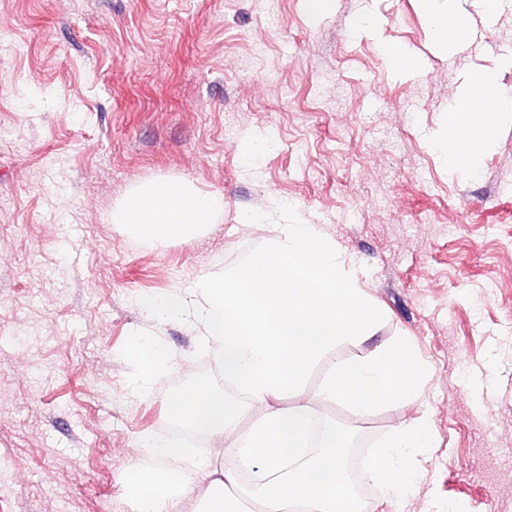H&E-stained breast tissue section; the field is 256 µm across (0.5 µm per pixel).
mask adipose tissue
Here are the masks:
<instances>
[{
    "mask_svg": "<svg viewBox=\"0 0 512 512\" xmlns=\"http://www.w3.org/2000/svg\"><path fill=\"white\" fill-rule=\"evenodd\" d=\"M496 113L464 95L448 107V124L438 150L455 165L465 164L493 136L497 112H511L512 100L497 97ZM224 208L218 194H203L184 180L150 182L125 197L120 223L138 237L162 245L196 238ZM273 226V225H272ZM267 247L223 278H200L185 293L150 303L163 322L194 326L224 366L225 384L248 404L265 406L262 420L238 435L244 407L207 382H197L169 402L172 416L199 429L231 450L217 467L206 466L203 479L173 474L164 463L184 457L186 448L158 438L144 440L158 467L138 475L145 512H181L186 500L203 495L205 512H238V462L255 471L249 495L260 512H284L292 501L313 505L315 512H368L353 494L344 466V442L328 429L316 452L308 445L307 415L312 399L348 405L358 416L385 405L421 402L429 368L403 339L375 342L382 311L367 298L346 269L335 242L316 225L295 221L273 226ZM369 344L364 355L342 361L325 375L316 395H308L310 369L341 343ZM284 392L296 401L276 408ZM247 404V405H248ZM436 438L428 417L402 425L375 448L360 475L397 498L424 471Z\"/></svg>",
    "mask_w": 512,
    "mask_h": 512,
    "instance_id": "obj_1",
    "label": "adipose tissue"
}]
</instances>
